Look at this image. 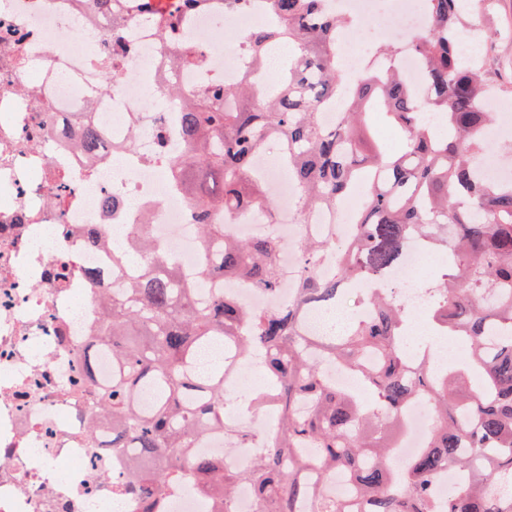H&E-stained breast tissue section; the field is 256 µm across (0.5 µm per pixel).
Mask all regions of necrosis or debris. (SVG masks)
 <instances>
[{"label":"necrosis or debris","instance_id":"1","mask_svg":"<svg viewBox=\"0 0 512 512\" xmlns=\"http://www.w3.org/2000/svg\"><path fill=\"white\" fill-rule=\"evenodd\" d=\"M94 0H0V31L12 44L0 48V512H139L127 492L117 490L116 474L129 457L100 442L111 422H93V407L74 398L79 359L101 324L100 306L85 281L100 270L107 288L124 287L128 269L112 266L114 230L130 234L147 225L152 240L193 284L202 259L196 225L184 196L156 163V127L166 131L171 152H179L182 108L164 97V85L181 49L197 47L201 66L181 73L185 92L208 82L235 84L249 79L255 90L266 71L248 64L243 34L272 23L265 0H247L227 34L213 18L222 0L189 16L182 36L162 42L153 26L135 22L129 0H114L112 13L93 9ZM337 12L365 25L382 18L410 41L430 25L422 0H334ZM135 23L131 54L114 78L102 63L103 45L113 22ZM74 38L62 39L63 30ZM38 70H31V63ZM85 113L87 126L108 149L89 156L77 134L60 131L70 113ZM256 167L274 201V227L255 218L230 225L235 237L273 231L278 259L286 271L277 295L246 280L227 279V297L257 309L287 304L295 288V244L300 236L348 240L354 225L326 209L296 217L300 191L284 163L260 153ZM101 225L102 242L84 234ZM425 253L410 248L403 265L390 272L411 313L424 310L421 281ZM247 419L255 437L244 448L212 432L194 451L223 459L238 470L250 467L270 422L269 412L244 416L228 405L225 419ZM398 455L408 458L425 447L429 413L416 402L404 413Z\"/></svg>","mask_w":512,"mask_h":512}]
</instances>
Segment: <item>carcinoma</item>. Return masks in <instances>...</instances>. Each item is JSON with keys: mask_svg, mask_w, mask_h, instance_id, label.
I'll return each mask as SVG.
<instances>
[{"mask_svg": "<svg viewBox=\"0 0 512 512\" xmlns=\"http://www.w3.org/2000/svg\"><path fill=\"white\" fill-rule=\"evenodd\" d=\"M140 2L145 19L169 38L199 0H170L158 9L153 0ZM424 2L430 27L404 46H381L386 70L369 66L349 80L339 66L337 35L354 16L334 12L332 0H268L274 23L251 29L246 42L256 67L267 63L272 44H288L275 91L259 95L247 82L195 90L182 112L179 153L169 152L158 129V151L199 226L198 284L222 277L270 293L280 287L284 270L273 235L225 233L240 215L273 223L275 206L255 166L265 149L283 150L303 190L302 206L338 212L357 192L363 204L351 240L302 245L295 293L275 310L219 293L198 302L178 268L146 234L134 232L143 276L112 294L79 375L95 408L112 420V450L137 451L127 489L141 512H162L166 489L183 479L221 512H230L242 483L252 487L257 512H302L305 503L311 512H512V181H489L476 166L494 121L483 99L495 87L482 62L456 51L473 0ZM131 44L130 28L122 27L105 49L118 61ZM404 50L427 73L423 100L398 72ZM331 102L341 103V119L326 128L319 113ZM380 116L403 133V150L379 139ZM411 239L448 255L428 288V319L466 344L457 375L408 353L409 312L379 281L402 263ZM324 260L334 264L329 279L316 270ZM365 279L372 286L362 303L372 315L351 321L341 343L304 332L309 306L328 308L336 303V284ZM103 345L112 351V379L98 384L95 354ZM252 358L269 389L247 395V406L272 409L275 421L253 466L230 470L189 448L212 430L250 445V429L224 420V371ZM326 360L358 375L372 402L331 384ZM468 371L475 385L461 396L458 375ZM144 388L154 394L148 409L137 402ZM414 400L431 407L428 443L398 467L403 409ZM448 470L463 482L437 498L434 485ZM338 474L350 481L360 508L339 506L329 486Z\"/></svg>", "mask_w": 512, "mask_h": 512, "instance_id": "cac0c4a2", "label": "carcinoma"}]
</instances>
